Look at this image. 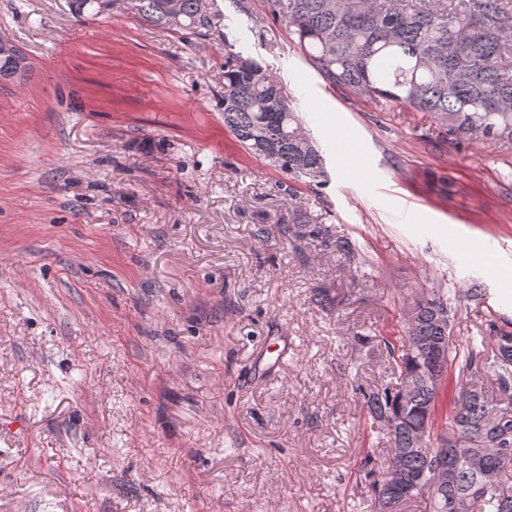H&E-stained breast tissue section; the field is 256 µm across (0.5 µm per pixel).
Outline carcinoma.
<instances>
[{"instance_id": "1", "label": "carcinoma", "mask_w": 512, "mask_h": 512, "mask_svg": "<svg viewBox=\"0 0 512 512\" xmlns=\"http://www.w3.org/2000/svg\"><path fill=\"white\" fill-rule=\"evenodd\" d=\"M166 27L210 23L206 0H136ZM318 74L372 101L442 120L448 140L472 133L512 143V0H266ZM224 127L242 146L299 180L318 183L322 158L276 78L238 53L224 58ZM404 335L383 345L397 383L362 387L368 415L383 426L392 465L375 483L376 512H512V332L469 344L459 356L457 310L441 290L410 295ZM465 381L452 398L448 432L434 415L448 369ZM426 432L420 441L409 426ZM475 458L448 466L442 454Z\"/></svg>"}]
</instances>
